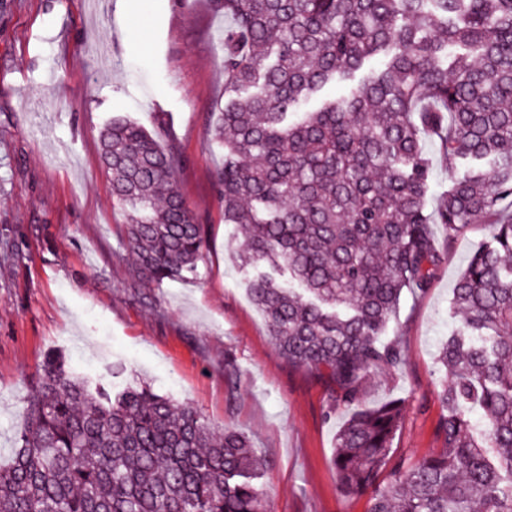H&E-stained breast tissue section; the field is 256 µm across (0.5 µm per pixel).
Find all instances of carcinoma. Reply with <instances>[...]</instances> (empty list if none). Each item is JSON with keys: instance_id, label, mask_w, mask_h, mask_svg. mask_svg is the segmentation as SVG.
I'll return each instance as SVG.
<instances>
[{"instance_id": "carcinoma-1", "label": "carcinoma", "mask_w": 512, "mask_h": 512, "mask_svg": "<svg viewBox=\"0 0 512 512\" xmlns=\"http://www.w3.org/2000/svg\"><path fill=\"white\" fill-rule=\"evenodd\" d=\"M228 19L224 151L215 188L224 223L258 269L250 297L289 363L333 407L341 492L369 512H512V0H213ZM346 97L319 100L371 60ZM436 139L451 185L429 208ZM112 198L126 213L138 290L197 273L207 239L173 184L179 162L138 123L100 134ZM454 240L491 225L450 302L442 344L441 448L393 459L403 404L362 405L369 378L404 363L383 341L402 294H424ZM297 284L281 281L282 273ZM235 359L224 357L229 394ZM26 427L0 461V512H262V463L233 426L145 382L112 394L44 365Z\"/></svg>"}]
</instances>
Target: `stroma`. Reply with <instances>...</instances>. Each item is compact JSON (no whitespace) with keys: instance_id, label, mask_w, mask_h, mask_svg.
<instances>
[{"instance_id":"obj_1","label":"stroma","mask_w":512,"mask_h":512,"mask_svg":"<svg viewBox=\"0 0 512 512\" xmlns=\"http://www.w3.org/2000/svg\"><path fill=\"white\" fill-rule=\"evenodd\" d=\"M224 25L212 0H0V248L11 253L0 259V455L14 448L39 372L59 354L97 381H147L213 428L248 435L266 461L265 512H368L369 496L341 493L332 462L348 413L274 345L248 295L256 271L236 260L242 242L224 222L214 186L223 151L212 135ZM116 118L176 148L175 185L208 240L198 276L129 288L125 212L98 153ZM490 235L489 225H469L429 290L404 296L389 325L405 362L370 379L362 403L404 401L395 457L439 446L435 353L456 324V281ZM228 355L241 368L232 395Z\"/></svg>"}]
</instances>
